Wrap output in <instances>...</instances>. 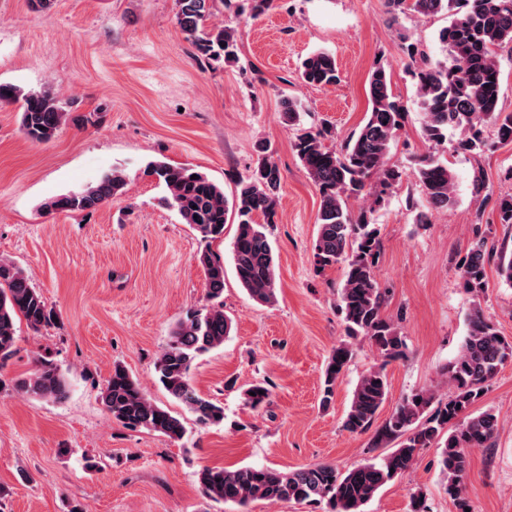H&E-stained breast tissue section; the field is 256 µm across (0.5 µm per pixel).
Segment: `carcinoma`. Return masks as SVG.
Here are the masks:
<instances>
[{"instance_id": "carcinoma-1", "label": "carcinoma", "mask_w": 512, "mask_h": 512, "mask_svg": "<svg viewBox=\"0 0 512 512\" xmlns=\"http://www.w3.org/2000/svg\"><path fill=\"white\" fill-rule=\"evenodd\" d=\"M216 0H177L178 24L198 54L231 63L237 58L236 29L206 25ZM393 18L408 14L433 17L448 14L451 21L439 32L446 61L432 62L415 43L402 47L409 59L416 95L423 110L421 135L426 152L414 163L411 175L428 205L417 213V222L430 223L429 211L455 204V175L438 155L448 140V130L459 132L458 146L482 150L483 127L490 122L501 144L512 143V113L499 108L501 70L497 49L512 44V0H385ZM300 79L309 85L331 86L339 82L336 57L317 50L301 63ZM369 110L363 125L340 148L325 145L330 133L324 127L305 130L293 145L308 178L318 189L320 208L312 246L315 267L323 271L344 265L343 283L337 292V311L352 336L374 345L382 363L359 379L343 421L353 433L367 432L375 422L388 393L385 363L403 355L404 343L395 324L383 314L387 289L377 278L381 254L380 230L371 212L354 215L350 200L364 195L376 204L396 187L405 172L390 163V154L405 114L396 100L385 69L378 65L369 76ZM0 102L19 105L21 129L34 143H47L60 127L71 122H90L73 115L56 97L0 84ZM145 172L163 184L168 201L183 223L202 237L224 239L228 221L236 224L231 252L235 275L249 297L261 305L277 300V269L266 225L274 223L277 191L281 183L278 165L269 157L259 159L245 181L228 197L224 188L190 168L165 161H151ZM197 178H192V175ZM127 186L123 171L114 168L96 184L77 193L60 195L46 203L49 211L94 210ZM496 211L502 224H512V194L498 197ZM264 223H259L258 218ZM489 253L485 240H474L459 263L463 288L475 296L485 292ZM196 262L204 273L207 298L224 293V261L203 253ZM25 319L36 331L55 320V313L30 282L24 269L0 260V366L14 352L16 321ZM231 320L224 305H212L179 321L155 362L158 380L169 395L196 415L202 424L224 420V406L201 396L189 379L192 363L221 347L230 335ZM353 357L348 344L336 346L324 371L322 406L331 404L336 381ZM512 361V340L501 335L477 302L467 316V333L458 355L447 366L448 398L435 397L428 389H416L396 405L374 436V446L396 448L380 461L367 462L345 472L329 464H313L291 471L244 466L234 470L204 467L198 473L203 493L215 500L244 507L255 500L307 502L321 512H363L387 484L401 478L426 448L439 449L445 490L457 512L471 508L465 479L469 449L486 447L498 427L491 409L476 412L473 406L488 391L499 369ZM19 392L44 399L66 396V380L51 360L38 361L28 378L17 382ZM270 385L257 383L243 391L245 404L256 409L269 403ZM112 418L126 429H146L173 440L186 432L183 421L154 403L126 369L116 364L102 392Z\"/></svg>"}]
</instances>
